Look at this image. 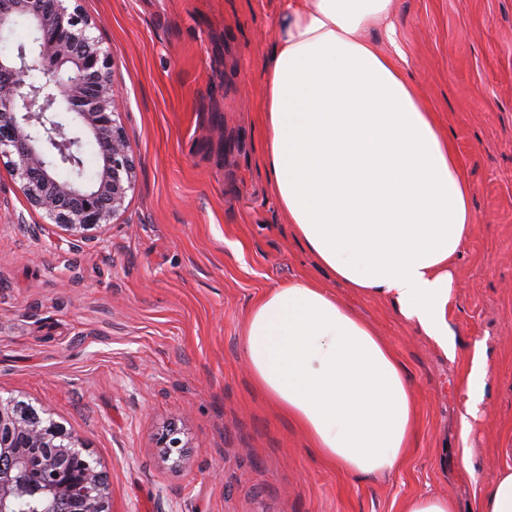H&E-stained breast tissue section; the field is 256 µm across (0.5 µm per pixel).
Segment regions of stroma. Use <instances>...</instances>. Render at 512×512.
I'll list each match as a JSON object with an SVG mask.
<instances>
[{"label":"stroma","instance_id":"obj_1","mask_svg":"<svg viewBox=\"0 0 512 512\" xmlns=\"http://www.w3.org/2000/svg\"><path fill=\"white\" fill-rule=\"evenodd\" d=\"M114 55L135 189L95 247L32 211L0 164V398L48 408L106 473L111 512H401L431 494L471 512L512 467V0H396L410 73L473 187L454 265L448 360L381 297L295 237L260 164V70L281 0H82ZM309 278L405 366L416 434L385 475L338 472L251 377L256 299ZM490 372L463 432L461 367ZM175 426L184 465L162 460Z\"/></svg>","mask_w":512,"mask_h":512}]
</instances>
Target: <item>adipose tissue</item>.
<instances>
[{
    "instance_id": "obj_1",
    "label": "adipose tissue",
    "mask_w": 512,
    "mask_h": 512,
    "mask_svg": "<svg viewBox=\"0 0 512 512\" xmlns=\"http://www.w3.org/2000/svg\"><path fill=\"white\" fill-rule=\"evenodd\" d=\"M393 0H285L261 68L263 168L296 235L346 287L382 296L456 359L451 266L472 187L392 15ZM255 385L349 474L395 470L414 436L405 368L346 304L302 279L268 291L242 337ZM489 374L459 379L470 428Z\"/></svg>"
}]
</instances>
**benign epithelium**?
Masks as SVG:
<instances>
[{
    "instance_id": "1",
    "label": "benign epithelium",
    "mask_w": 512,
    "mask_h": 512,
    "mask_svg": "<svg viewBox=\"0 0 512 512\" xmlns=\"http://www.w3.org/2000/svg\"><path fill=\"white\" fill-rule=\"evenodd\" d=\"M20 20L31 44L17 46L14 57L0 55V163L31 208L90 245L97 242L92 230L124 211L136 182L112 50L93 35L97 23L79 0H0V34ZM34 70L42 81L30 80ZM87 141L101 159L94 178H60V167L81 166ZM179 445L173 426L156 438L164 461ZM0 512H110L105 474L45 408L0 399Z\"/></svg>"
}]
</instances>
